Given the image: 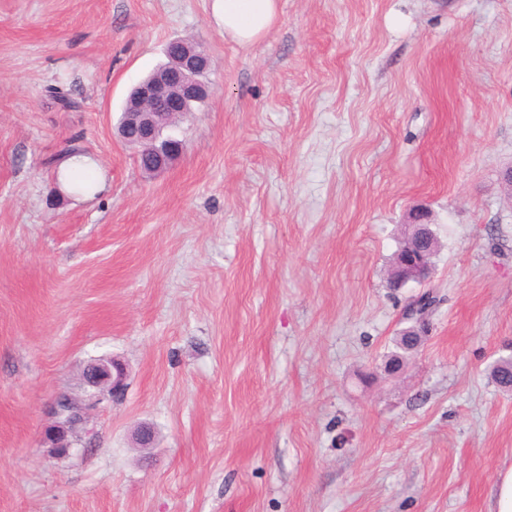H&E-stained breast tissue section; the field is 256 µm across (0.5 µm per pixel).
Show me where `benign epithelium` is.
<instances>
[{
  "label": "benign epithelium",
  "instance_id": "1",
  "mask_svg": "<svg viewBox=\"0 0 512 512\" xmlns=\"http://www.w3.org/2000/svg\"><path fill=\"white\" fill-rule=\"evenodd\" d=\"M169 64L162 70L141 80L131 92L119 122L122 142L151 156L155 165L151 172L168 167L173 158L183 151V144L170 132H165L173 118L189 112L193 106L205 102L209 86L200 79L211 68L210 57L182 39H175L165 47ZM437 235L428 222V211L416 208L405 224L402 244L391 265L389 276L395 286L403 288L410 283H425L432 274L427 262L436 246ZM87 400L73 402L60 394L50 407L52 423L44 433V441L57 458L70 455L83 441L89 415L103 400L122 393L125 387L123 364L110 358L90 362L82 376Z\"/></svg>",
  "mask_w": 512,
  "mask_h": 512
}]
</instances>
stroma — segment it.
Segmentation results:
<instances>
[{"label":"stroma","mask_w":512,"mask_h":512,"mask_svg":"<svg viewBox=\"0 0 512 512\" xmlns=\"http://www.w3.org/2000/svg\"><path fill=\"white\" fill-rule=\"evenodd\" d=\"M280 8L242 47L210 0H0V512H490L512 467L490 377L512 356V0ZM175 38L210 95L148 175L117 124ZM73 144L102 197L59 189ZM418 204L440 250L395 291ZM102 355L125 390L55 458L49 405Z\"/></svg>","instance_id":"stroma-1"}]
</instances>
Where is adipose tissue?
Listing matches in <instances>:
<instances>
[{"instance_id": "ef3b65f1", "label": "adipose tissue", "mask_w": 512, "mask_h": 512, "mask_svg": "<svg viewBox=\"0 0 512 512\" xmlns=\"http://www.w3.org/2000/svg\"><path fill=\"white\" fill-rule=\"evenodd\" d=\"M280 0H211L215 26L239 45L266 38L279 19Z\"/></svg>"}]
</instances>
